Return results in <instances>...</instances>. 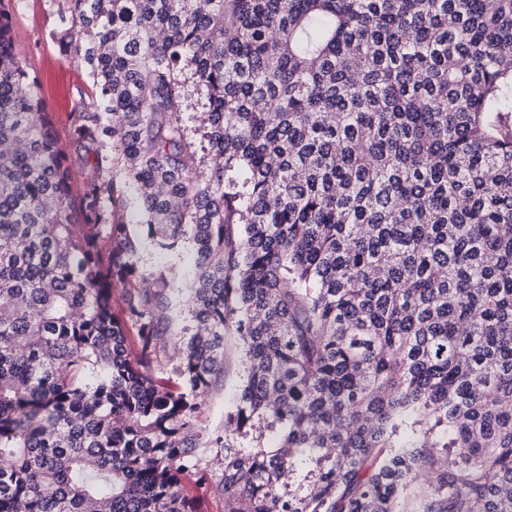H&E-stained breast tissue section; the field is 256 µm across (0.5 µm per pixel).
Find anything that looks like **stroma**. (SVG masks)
I'll list each match as a JSON object with an SVG mask.
<instances>
[{
    "label": "stroma",
    "mask_w": 512,
    "mask_h": 512,
    "mask_svg": "<svg viewBox=\"0 0 512 512\" xmlns=\"http://www.w3.org/2000/svg\"><path fill=\"white\" fill-rule=\"evenodd\" d=\"M0 13L10 18L15 51L26 62L30 80L50 112L61 142H68L77 113L99 111L100 105L88 95V71L79 65L73 50L58 38L60 0H0ZM192 251L189 241L183 242L178 250L164 251L145 236L141 239L138 263L146 270L161 265L173 267L183 283L191 277ZM245 379L243 346L238 337H225L224 377L217 388L201 398L205 422L210 428L225 426Z\"/></svg>",
    "instance_id": "35a3bbf8"
}]
</instances>
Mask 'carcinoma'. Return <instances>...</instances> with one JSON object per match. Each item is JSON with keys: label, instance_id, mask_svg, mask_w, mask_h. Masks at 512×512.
<instances>
[{"label": "carcinoma", "instance_id": "cac0c4a2", "mask_svg": "<svg viewBox=\"0 0 512 512\" xmlns=\"http://www.w3.org/2000/svg\"><path fill=\"white\" fill-rule=\"evenodd\" d=\"M65 2L102 105L73 141L112 176L78 223L0 15V512H199L214 449L224 512H402L435 449L422 512H512V0ZM144 232L192 241L187 286L137 266ZM255 421L277 447L237 446ZM203 102L204 101L200 100L196 94L192 95V107H190L189 110L184 114L186 124L191 130V135L194 139H196L198 156L203 154V152L200 150L199 142L201 141V134L204 130H206L205 128H207V114L206 108L203 107ZM243 346L237 336L224 337V377L219 386L198 398L210 429L224 428L227 414L235 409L247 374Z\"/></svg>", "mask_w": 512, "mask_h": 512}]
</instances>
